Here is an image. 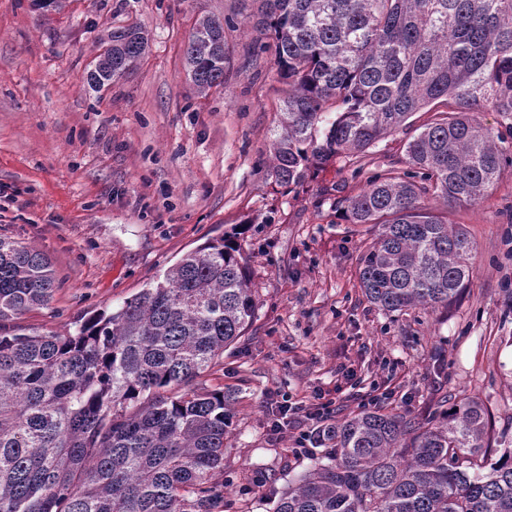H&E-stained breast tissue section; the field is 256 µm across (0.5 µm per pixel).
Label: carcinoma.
<instances>
[{"mask_svg":"<svg viewBox=\"0 0 512 512\" xmlns=\"http://www.w3.org/2000/svg\"><path fill=\"white\" fill-rule=\"evenodd\" d=\"M282 79L269 176L293 192L329 163L352 162L430 116L407 143L410 169L369 176L334 199L373 238L358 260L386 313L446 309L468 287L473 242L437 207L472 205L512 165V0H259ZM204 14L185 50L206 95L224 84V26ZM114 28L87 74L101 87L145 52ZM500 113L501 130L474 116ZM51 263L0 236V512H224V391L203 377L245 335L257 307L237 233L185 254L122 307L73 334L20 324L49 304ZM483 404L427 421L366 410L325 429L324 458L288 483L274 512H512V449L496 460Z\"/></svg>","mask_w":512,"mask_h":512,"instance_id":"obj_1","label":"carcinoma"}]
</instances>
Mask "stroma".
Masks as SVG:
<instances>
[{
    "label": "stroma",
    "instance_id": "35a3bbf8",
    "mask_svg": "<svg viewBox=\"0 0 512 512\" xmlns=\"http://www.w3.org/2000/svg\"><path fill=\"white\" fill-rule=\"evenodd\" d=\"M254 0H0V235L40 250L60 283L23 326L66 334L119 308L185 253L244 225L238 243L257 298L255 318L207 385L231 404L224 452L228 512H271L288 483L321 457L295 456L297 430H272L270 405L337 393L393 391L385 413L428 417L441 403L479 399L491 448H512V166L474 205L450 209L474 251L469 287L448 309L392 314L372 305L358 258L372 235L347 224L324 192L366 185L329 164L285 193L268 174L283 85L260 40ZM205 13L224 29V85L198 93L185 49ZM137 24L149 48L100 89L86 73L100 40ZM425 119L372 147L374 170L405 169Z\"/></svg>",
    "mask_w": 512,
    "mask_h": 512
}]
</instances>
